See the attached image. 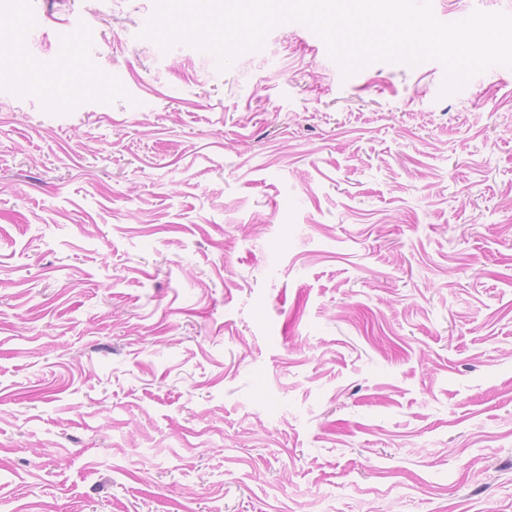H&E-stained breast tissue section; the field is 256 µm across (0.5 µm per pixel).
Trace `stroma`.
<instances>
[{
	"label": "stroma",
	"mask_w": 512,
	"mask_h": 512,
	"mask_svg": "<svg viewBox=\"0 0 512 512\" xmlns=\"http://www.w3.org/2000/svg\"><path fill=\"white\" fill-rule=\"evenodd\" d=\"M154 7L0 0V512H512V68Z\"/></svg>",
	"instance_id": "stroma-1"
}]
</instances>
